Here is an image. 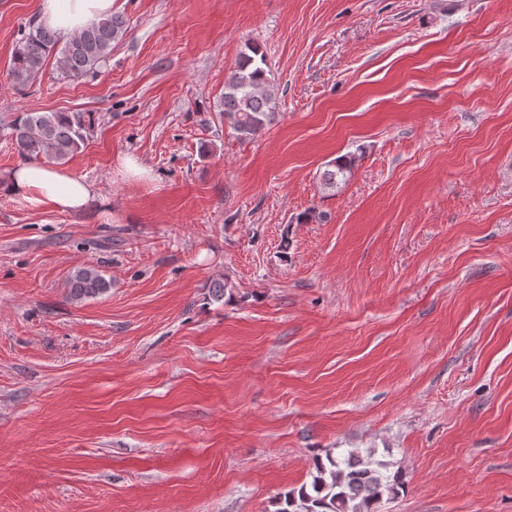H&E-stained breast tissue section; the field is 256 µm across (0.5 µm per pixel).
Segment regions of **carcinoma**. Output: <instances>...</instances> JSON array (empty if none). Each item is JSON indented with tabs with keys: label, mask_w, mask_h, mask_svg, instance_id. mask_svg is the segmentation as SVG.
I'll return each instance as SVG.
<instances>
[{
	"label": "carcinoma",
	"mask_w": 512,
	"mask_h": 512,
	"mask_svg": "<svg viewBox=\"0 0 512 512\" xmlns=\"http://www.w3.org/2000/svg\"><path fill=\"white\" fill-rule=\"evenodd\" d=\"M129 21L112 13L61 41L54 32L31 20L22 29L13 52L8 77L23 90L41 75L46 57L56 49L63 77L80 79L94 75L112 53V43L128 33ZM278 107L272 72L265 53L256 44L247 46L236 66L224 80L220 112L224 121L241 139L260 133L272 120ZM95 124L90 112H23L7 124L19 156L29 162L41 160L57 164L85 145ZM356 162L353 155L339 156L323 173V184L333 188L351 176ZM112 281L93 265L78 267L69 279V299L82 303L105 295ZM208 299L222 301L232 290L224 276L206 283ZM403 485L402 472L389 470L387 463L374 458L371 450H349L327 455V463L316 464L311 487L305 486L284 495L279 512H378L384 496L397 493Z\"/></svg>",
	"instance_id": "1"
}]
</instances>
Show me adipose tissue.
<instances>
[{
    "mask_svg": "<svg viewBox=\"0 0 512 512\" xmlns=\"http://www.w3.org/2000/svg\"><path fill=\"white\" fill-rule=\"evenodd\" d=\"M113 0H39L37 21L64 39L112 11ZM0 189L34 207L51 204L62 212H81L98 196L85 178L46 165L22 164L0 182Z\"/></svg>",
    "mask_w": 512,
    "mask_h": 512,
    "instance_id": "ef3b65f1",
    "label": "adipose tissue"
}]
</instances>
